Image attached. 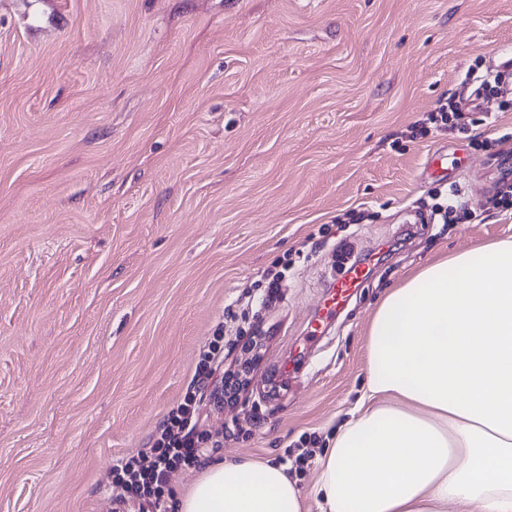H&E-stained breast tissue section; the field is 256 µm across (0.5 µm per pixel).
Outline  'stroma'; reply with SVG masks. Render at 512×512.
<instances>
[{
	"mask_svg": "<svg viewBox=\"0 0 512 512\" xmlns=\"http://www.w3.org/2000/svg\"><path fill=\"white\" fill-rule=\"evenodd\" d=\"M506 45L512 0H0V512H138L116 459L150 447L215 330L254 328L251 388L202 411L208 457L280 464L319 512L378 302L512 237L487 204L512 90L416 131ZM435 152L452 180L425 175ZM452 181L476 219L430 222ZM271 270L277 298L230 318ZM366 269L365 264L353 266L331 284L323 297L318 318L311 324L312 336L318 335L323 323L343 308L350 295L367 277Z\"/></svg>",
	"mask_w": 512,
	"mask_h": 512,
	"instance_id": "35a3bbf8",
	"label": "stroma"
}]
</instances>
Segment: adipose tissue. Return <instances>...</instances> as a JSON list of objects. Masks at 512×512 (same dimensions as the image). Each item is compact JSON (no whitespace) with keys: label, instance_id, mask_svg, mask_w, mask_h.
Instances as JSON below:
<instances>
[{"label":"adipose tissue","instance_id":"ef3b65f1","mask_svg":"<svg viewBox=\"0 0 512 512\" xmlns=\"http://www.w3.org/2000/svg\"><path fill=\"white\" fill-rule=\"evenodd\" d=\"M366 388L314 483L322 512H512V238L417 271L370 321ZM283 466L207 464L175 512H303Z\"/></svg>","mask_w":512,"mask_h":512}]
</instances>
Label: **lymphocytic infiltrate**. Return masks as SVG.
Returning a JSON list of instances; mask_svg holds the SVG:
<instances>
[{
  "instance_id": "f902f5d3",
  "label": "lymphocytic infiltrate",
  "mask_w": 512,
  "mask_h": 512,
  "mask_svg": "<svg viewBox=\"0 0 512 512\" xmlns=\"http://www.w3.org/2000/svg\"><path fill=\"white\" fill-rule=\"evenodd\" d=\"M248 372L245 366L237 371L225 369L224 336L215 331L199 355L190 386L158 426L151 447L119 458L113 465L116 481L152 512H159L169 473L201 461L208 440L202 428L205 402L222 403Z\"/></svg>"
}]
</instances>
